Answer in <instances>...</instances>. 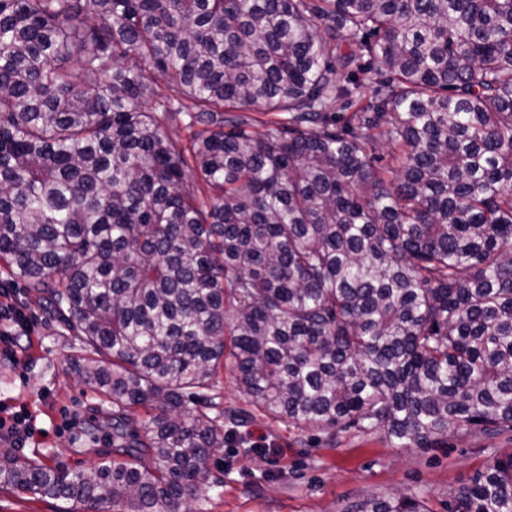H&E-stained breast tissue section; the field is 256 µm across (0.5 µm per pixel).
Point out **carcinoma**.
Listing matches in <instances>:
<instances>
[{"mask_svg": "<svg viewBox=\"0 0 512 512\" xmlns=\"http://www.w3.org/2000/svg\"><path fill=\"white\" fill-rule=\"evenodd\" d=\"M0 263L112 400L0 488L190 512L226 371L331 442L512 430V0H0ZM450 512H512V453Z\"/></svg>", "mask_w": 512, "mask_h": 512, "instance_id": "obj_1", "label": "carcinoma"}]
</instances>
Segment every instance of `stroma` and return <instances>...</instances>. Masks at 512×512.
I'll use <instances>...</instances> for the list:
<instances>
[{
	"label": "stroma",
	"instance_id": "stroma-1",
	"mask_svg": "<svg viewBox=\"0 0 512 512\" xmlns=\"http://www.w3.org/2000/svg\"><path fill=\"white\" fill-rule=\"evenodd\" d=\"M18 296L33 316L31 343L17 362L0 354V417L27 413L38 432L23 459L85 469L97 461L81 440L105 425L112 403L86 386L78 372L84 352L77 336L44 309L35 294ZM512 453V431L451 436L429 448L398 447L384 433L355 431L327 442L313 429L254 412L235 442L206 461L210 485L193 512H346L370 497L404 494L429 512H448L454 492L498 454ZM65 499L0 489V512H71Z\"/></svg>",
	"mask_w": 512,
	"mask_h": 512
}]
</instances>
